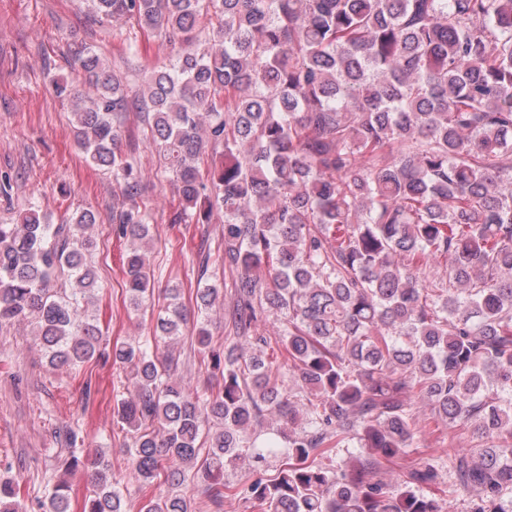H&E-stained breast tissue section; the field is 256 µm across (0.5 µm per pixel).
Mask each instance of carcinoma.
<instances>
[{
  "label": "carcinoma",
  "mask_w": 512,
  "mask_h": 512,
  "mask_svg": "<svg viewBox=\"0 0 512 512\" xmlns=\"http://www.w3.org/2000/svg\"><path fill=\"white\" fill-rule=\"evenodd\" d=\"M128 23L127 54L147 35L179 45L130 93L86 46L72 103L78 145L119 193L128 243L126 299L153 296L142 170L122 150L119 115L144 114L145 142L178 186L171 224L224 218L216 260L238 271L226 340L208 326L223 289L205 279L151 311L147 334L106 342L86 306L98 292L87 254L95 215L58 224L33 208L0 223V328L31 318L55 368L112 362L131 433L140 512H194V486L258 512H446L424 489L472 493L466 512H512V0H91ZM444 264L447 278L425 270ZM280 324L282 361L263 357ZM192 336L209 383L170 380L159 346ZM299 375L290 388L284 372ZM477 443L448 462L413 458L424 431L413 397ZM281 423L268 435L266 417ZM343 463L334 464L338 452ZM279 461L275 476L269 459ZM400 462L395 482L381 478ZM242 465L252 478L224 480ZM93 485L47 483L43 512H126L104 453L72 456ZM20 494L0 478L6 500Z\"/></svg>",
  "instance_id": "carcinoma-1"
}]
</instances>
